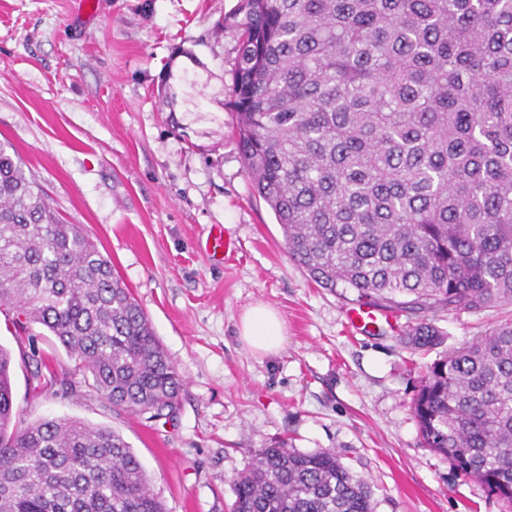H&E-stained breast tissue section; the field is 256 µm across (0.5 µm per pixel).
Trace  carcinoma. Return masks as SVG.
Listing matches in <instances>:
<instances>
[{
	"label": "carcinoma",
	"instance_id": "1",
	"mask_svg": "<svg viewBox=\"0 0 512 512\" xmlns=\"http://www.w3.org/2000/svg\"><path fill=\"white\" fill-rule=\"evenodd\" d=\"M230 107L253 191L322 288L415 316L512 305V0H240ZM44 327L112 408L175 418L184 379L112 261L0 144V311ZM33 391L57 381L36 345ZM0 344V512H166L117 431L25 424ZM424 446L512 505V322L426 367ZM232 512H373L334 449L257 450Z\"/></svg>",
	"mask_w": 512,
	"mask_h": 512
}]
</instances>
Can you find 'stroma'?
<instances>
[{
	"instance_id": "1",
	"label": "stroma",
	"mask_w": 512,
	"mask_h": 512,
	"mask_svg": "<svg viewBox=\"0 0 512 512\" xmlns=\"http://www.w3.org/2000/svg\"><path fill=\"white\" fill-rule=\"evenodd\" d=\"M0 0V142L13 145L62 219L108 256L185 378L173 421L114 411L83 384L31 390L26 340L0 315L25 422L72 417L132 446L167 512H230L254 451L284 441L335 449L373 491V512H512L423 445L411 404L426 363L512 320V306L441 314L428 353L401 343L408 319L352 332L357 294L312 282L252 192L225 104L239 0ZM220 224L237 244L198 243ZM283 318L278 355L238 340L244 310ZM202 247L214 260H224V253L230 248V244L224 239V227L220 224L212 225Z\"/></svg>"
}]
</instances>
